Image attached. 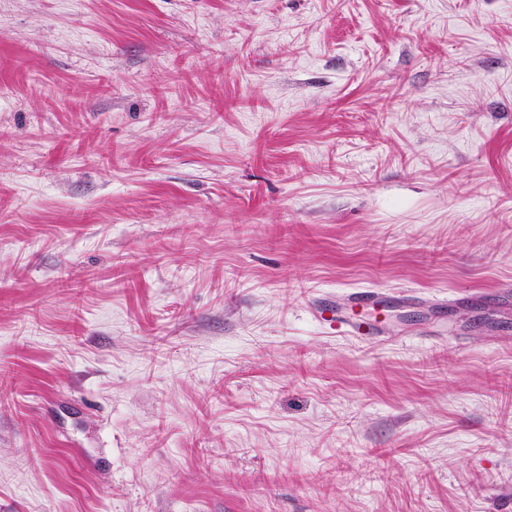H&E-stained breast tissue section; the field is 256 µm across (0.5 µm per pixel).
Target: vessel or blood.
I'll list each match as a JSON object with an SVG mask.
<instances>
[{
    "instance_id": "obj_1",
    "label": "vessel or blood",
    "mask_w": 512,
    "mask_h": 512,
    "mask_svg": "<svg viewBox=\"0 0 512 512\" xmlns=\"http://www.w3.org/2000/svg\"><path fill=\"white\" fill-rule=\"evenodd\" d=\"M412 295L397 292L386 294L377 288H361L315 297L309 305L310 315L320 324L343 336H352L371 344L395 341L393 331L379 321L362 322L352 316L353 310L397 308L410 304Z\"/></svg>"
}]
</instances>
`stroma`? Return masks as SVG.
Segmentation results:
<instances>
[{
    "mask_svg": "<svg viewBox=\"0 0 512 512\" xmlns=\"http://www.w3.org/2000/svg\"><path fill=\"white\" fill-rule=\"evenodd\" d=\"M509 282L512 0H0V512H512ZM387 295L379 288H360L315 297L309 305L310 315L320 324L343 336H353L371 344H384L399 338L381 321L362 322L349 312L356 309L397 308L410 304L414 296L403 292Z\"/></svg>",
    "mask_w": 512,
    "mask_h": 512,
    "instance_id": "35a3bbf8",
    "label": "stroma"
}]
</instances>
